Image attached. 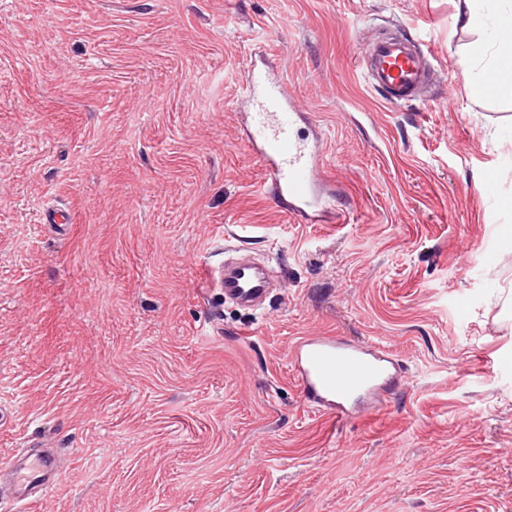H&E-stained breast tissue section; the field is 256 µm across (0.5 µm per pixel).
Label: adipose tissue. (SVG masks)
<instances>
[{"label":"adipose tissue","instance_id":"1","mask_svg":"<svg viewBox=\"0 0 512 512\" xmlns=\"http://www.w3.org/2000/svg\"><path fill=\"white\" fill-rule=\"evenodd\" d=\"M503 0H464L460 18L464 27L486 36L484 49L460 48L464 57H479L481 73L471 79L472 97L489 99L512 84V6L503 7Z\"/></svg>","mask_w":512,"mask_h":512}]
</instances>
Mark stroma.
<instances>
[{
    "instance_id": "1",
    "label": "stroma",
    "mask_w": 512,
    "mask_h": 512,
    "mask_svg": "<svg viewBox=\"0 0 512 512\" xmlns=\"http://www.w3.org/2000/svg\"><path fill=\"white\" fill-rule=\"evenodd\" d=\"M461 7L0 0V462L61 471L0 512H512V88L472 98ZM401 26L431 102H382L354 62ZM256 67L307 112L343 223L264 192ZM228 246L273 268L263 309L205 283ZM312 334L384 345L401 383L315 410Z\"/></svg>"
}]
</instances>
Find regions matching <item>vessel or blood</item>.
Listing matches in <instances>:
<instances>
[{"instance_id": "obj_1", "label": "vessel or blood", "mask_w": 512, "mask_h": 512, "mask_svg": "<svg viewBox=\"0 0 512 512\" xmlns=\"http://www.w3.org/2000/svg\"><path fill=\"white\" fill-rule=\"evenodd\" d=\"M424 44L404 33L367 38L361 44L358 67L369 88L383 101L401 105L424 101L435 81ZM247 102L252 109L250 149L264 165L278 206L301 224H332L340 212L334 195L324 189L322 147L305 137V115L284 86L252 74ZM213 281L226 299L247 308L260 306L268 294L265 270L249 261H230L215 272ZM292 359L307 401L318 409L349 415L355 399L379 398L399 382L396 363L376 343H355L340 336H305L295 345ZM55 460L49 456L0 464V480L17 500L30 504L56 480Z\"/></svg>"}]
</instances>
